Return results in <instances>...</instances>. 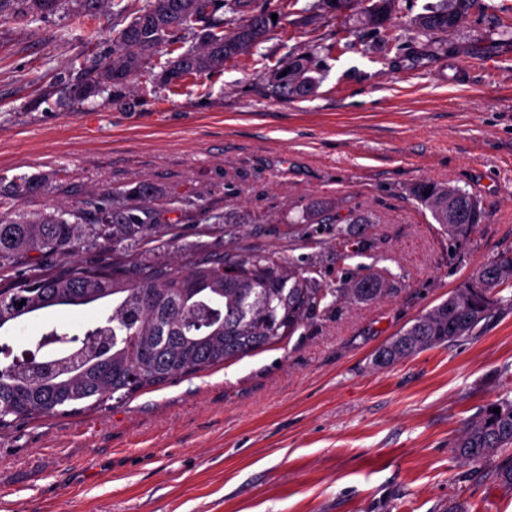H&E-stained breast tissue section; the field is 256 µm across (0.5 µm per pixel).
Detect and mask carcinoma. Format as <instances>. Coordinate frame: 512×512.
<instances>
[{
    "mask_svg": "<svg viewBox=\"0 0 512 512\" xmlns=\"http://www.w3.org/2000/svg\"><path fill=\"white\" fill-rule=\"evenodd\" d=\"M105 0H0V13L12 5L37 20L65 11L90 20ZM112 0V56L84 69L65 87L71 98L86 100L108 88L125 85L159 52L170 55L159 80L172 85L185 78L224 70L227 61L259 45L279 22L283 8L272 0ZM366 24L398 47L403 35L386 23L399 0H359ZM482 0H439L411 21L416 35L430 39L455 30L481 11ZM317 87L310 60L297 56L271 71L269 92L283 102L305 98ZM40 187L24 177L9 191L0 189V329L25 315L51 307L112 302V312L80 331L51 329L22 357L11 356L0 342V354L11 362L0 367V430L48 414L78 411L88 403L121 402L176 377L192 376L283 342L308 323L327 295L371 302L386 295L387 271L359 267L347 273L344 287H323L319 266L285 260L273 252L208 253L191 256L190 269L179 271L147 262L142 246L155 238L158 225L151 203L157 190L149 182L112 193L93 223L65 218L67 210L30 217L17 216L11 201L18 193ZM411 196L435 223L458 235L483 223L480 202L467 191L422 180ZM370 224L356 209L341 216L335 206L315 201L300 224ZM112 241V263L83 265L68 257L82 243ZM54 255L59 263L40 269L33 254ZM512 288V250L482 266L462 287L405 330L379 347L373 365L387 368L415 352L470 337L504 301ZM23 306H18V303ZM500 409V413L492 409ZM454 452L465 464H481L500 456L502 484L512 488V401L490 405L464 425Z\"/></svg>",
    "mask_w": 512,
    "mask_h": 512,
    "instance_id": "carcinoma-1",
    "label": "carcinoma"
}]
</instances>
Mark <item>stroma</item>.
<instances>
[{
  "label": "stroma",
  "instance_id": "1",
  "mask_svg": "<svg viewBox=\"0 0 512 512\" xmlns=\"http://www.w3.org/2000/svg\"><path fill=\"white\" fill-rule=\"evenodd\" d=\"M295 0L281 26L223 72L153 83L67 107L61 77L112 53V7L0 15V185L41 178L24 215L94 212L147 181L176 237L144 256L184 265L197 250L274 252L321 267L339 288L360 265L390 293L327 297L281 344L123 401L0 431V512H512L492 464L465 465L463 425L512 399V304L477 336L373 366L374 351L512 247V39L484 0L451 33L386 48L358 0L344 13ZM332 53H323V46ZM317 50L319 84L288 103L268 71ZM475 196L485 221L444 234L409 194L417 181ZM370 224H303L309 204ZM254 223L224 224L225 209ZM353 258H344V250ZM106 306L52 308L0 329L14 355L48 329L80 330Z\"/></svg>",
  "mask_w": 512,
  "mask_h": 512
}]
</instances>
